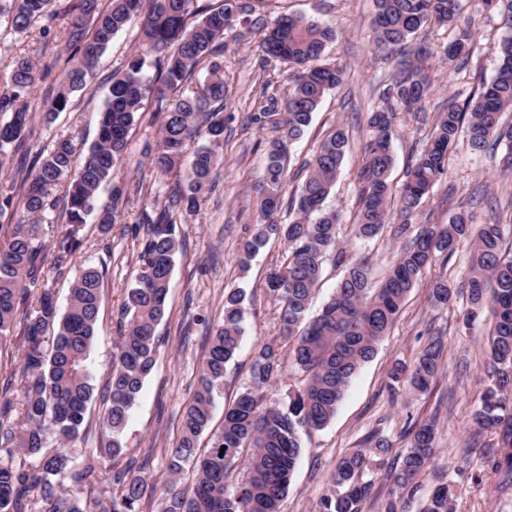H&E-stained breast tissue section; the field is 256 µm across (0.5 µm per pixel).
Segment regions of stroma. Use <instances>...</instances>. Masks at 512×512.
<instances>
[{
	"mask_svg": "<svg viewBox=\"0 0 512 512\" xmlns=\"http://www.w3.org/2000/svg\"><path fill=\"white\" fill-rule=\"evenodd\" d=\"M462 15L471 21L475 42L469 66L455 73L444 49L446 28L427 27L417 34V42L428 46L433 91L422 112H401L395 120L393 152L395 165L391 179L401 185L415 155L425 147L431 122L450 100H464L480 84L489 82L498 67L491 47L503 33L500 16L483 8L481 0H461ZM259 11L267 19L284 13H299L334 26L335 40L326 49L328 60L346 64L349 76L344 85L323 99L304 135L289 148L288 188L296 190L303 178L300 170L319 145L336 127L348 129L350 149L341 173L327 199L329 208L342 216L339 240L348 252L371 256L372 282L380 284L396 259L400 243L391 226H384L374 238H356L352 226L358 208V173L363 164V144L367 137V114L381 106L380 94L389 83L394 58L379 50L372 38L374 0H261ZM140 19H132L113 39L98 61L92 88L76 93L71 107L51 122L36 121L29 139L30 156L46 155L54 142L71 137L74 165H81L98 135L113 71L124 67L139 48ZM261 29L224 37V163L217 171L216 187L201 210L183 217L179 226L182 245L175 256L165 314L157 328L164 345L156 365L134 405L122 436L126 449L117 468L127 460L142 463L146 482L140 512H161L168 486L178 481L189 486L193 469L184 466L172 477L169 455L179 441V426L185 406L196 388L210 339L224 319V296L234 288L244 289L245 333L224 374V390L215 399L209 432L198 441L206 451L212 433L224 420V408L252 383L255 351L262 343H281V305L264 290L268 269L283 263L286 246L270 240L241 269L239 254L245 239L258 222L249 198L251 185L266 163L265 142L271 127L249 123L268 96L286 98L291 88L287 63L264 60L259 45ZM25 56L37 65L52 63L53 69L39 82L30 98L33 111H40L46 89L57 87L67 52L56 34L44 36L42 28L25 34L14 33L0 23V85H6L15 58ZM159 122L144 112L131 129L122 159L110 183L100 189V201H111L115 183L142 184L155 204H165L173 186L169 176H159L152 164ZM504 148L490 152L473 151L466 137H459L448 154V171L423 199L415 224H444L453 213L471 212L476 223L493 218L512 222V173L504 170ZM140 206L131 201L109 236H102L95 219L83 230L82 252L72 262L74 268L91 264L102 268L101 301L97 338L91 348L90 363L95 389H102L112 371L114 343L120 334L122 304L127 288L140 271L142 239L131 228L139 222ZM470 245L460 242L451 254H440L426 268L419 285L405 299L400 315L349 384L334 418L324 428L302 435V448L292 483L282 502V512H316L320 496L330 486V473L337 461L361 447L367 436L380 433L393 446L394 455L407 448L410 425L434 421L437 453L424 480L432 488L438 479L463 470L471 476L455 503L456 512H512V483L500 485V477L487 466L483 454L491 432L475 431L472 414L478 396L487 384L484 349L493 318L482 312L469 318L470 305L460 284L469 269ZM448 281L458 292L447 306L430 304L428 288L433 281ZM442 335L447 343L446 364L428 393L405 390L392 393L389 374L398 364L413 365L432 335ZM107 440L102 427V404L93 401L78 435L68 448L75 464H82L94 448Z\"/></svg>",
	"mask_w": 512,
	"mask_h": 512,
	"instance_id": "1",
	"label": "stroma"
}]
</instances>
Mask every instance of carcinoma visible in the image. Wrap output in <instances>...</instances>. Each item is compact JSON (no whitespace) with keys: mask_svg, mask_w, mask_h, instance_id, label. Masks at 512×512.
<instances>
[{"mask_svg":"<svg viewBox=\"0 0 512 512\" xmlns=\"http://www.w3.org/2000/svg\"><path fill=\"white\" fill-rule=\"evenodd\" d=\"M257 0H222L207 8L199 0H0V17L24 33L43 23L48 36L60 16L71 18L64 32L69 52L58 88L43 105L45 120L70 106L71 95L91 87L99 57L135 15L143 17L140 42L144 50L125 68L112 73L98 139L84 164L72 170V140L61 138L44 157L28 159L26 142L32 130L28 99L37 79L32 61L17 58L8 86L0 90V168L15 164V178L30 224H11L14 186L0 191V230L10 227L0 244V342L12 332L20 308L28 303L30 286L38 283L46 265L58 275L71 270L73 257L82 251L80 235L86 216L96 215L102 233L108 234L123 204L129 200L125 186L112 187V204H99V189L121 160L132 126L141 117L145 101L161 118L153 163L162 176L178 178L159 209L142 197L143 269L129 288L121 312V334L115 345L112 372L101 393L102 424L110 435L84 464L77 466L66 442L79 432L87 406L95 400L90 349L96 323L103 273L86 265L70 288L67 310L59 312L53 294L45 289L35 308L21 319L25 337L22 389L19 402L0 396V512H92L80 493L101 483L112 462L124 455L121 436L129 412L152 371L160 351L157 326L164 316L166 296L179 250L178 216L193 215L204 205L215 185L219 150L224 145V33L238 22L260 24L263 53L293 68L292 91L285 100L269 96L253 122L277 132L267 146L263 172L251 188L263 218L239 254V264L249 265L254 255L274 237L284 241L283 264L270 268L266 290L282 303L281 333L291 342L292 367L302 375L288 393V403L266 406L259 388L282 378L284 362L279 348L264 343L256 352L253 386L224 409L221 429L211 437L208 451L197 453L199 437L208 430L215 397L224 389L226 365L244 336L245 292L235 289L224 299V322L216 329L191 402L185 407L180 438L172 450L169 470L177 475L192 463L195 479L188 489L171 484L162 512H281L301 451L300 431L320 429L336 413L351 379L373 357L379 341L397 320L401 306L437 253L452 252L462 239L472 241L469 273L464 283L474 317L488 309L494 317L489 333L484 387L473 413L477 430L493 429L496 446L488 449L491 469L502 482L512 479V250L503 249L506 225L495 220L474 224L470 213L460 211L446 224L411 227L414 211L430 188L447 173L448 153L459 135L477 151L506 146L503 167L512 171V125L501 115L512 112V0H483L497 11L504 34L494 46L500 63L495 76L463 103L450 102L436 117L426 146L416 156L400 190L390 181L393 167L391 142L398 112H419L429 98L431 76L425 61L430 52L409 42L430 24L455 30L445 57L466 68L474 46L470 22L461 16V0H374V41L382 50H405L390 83L383 89L387 107L372 110L367 119L369 139L359 174V208L356 235L375 237L389 223L396 207L400 224L394 233L406 239L386 280L372 287V261L366 254L348 255L338 240L340 215L325 201L341 172L349 147V134L337 127L308 162L299 191L288 202L292 219H274L283 204L287 184L285 147L301 137L324 95L343 84L347 68L324 59L325 48L336 29L296 13L281 14L270 22L255 16ZM156 76L144 72L147 64ZM207 77L199 92L187 93L185 83L199 66ZM197 147L184 163L188 147ZM67 181L63 199L50 190ZM62 207L68 228L51 245L47 259L41 225L45 212ZM344 267V275L321 313L306 314L322 281L327 260ZM454 290L445 281L433 283L429 301L446 306ZM447 345L433 337L411 369L398 366L390 374L391 388L405 386L418 393L429 390L444 367ZM410 446L385 472L373 469L371 458L383 464L392 445L376 433L337 463L331 487L318 502L317 512H364L375 481L389 485L381 512H406L420 489L435 456V429L430 422L410 430ZM60 446L45 451L49 439ZM251 448L247 479L239 486L227 482L230 468L242 449ZM128 462L112 475L118 490L99 512H139L145 482ZM458 479H446L429 494L422 512H455L462 491ZM68 479L71 491L60 486ZM38 491L31 498L32 490Z\"/></svg>","mask_w":512,"mask_h":512,"instance_id":"obj_1","label":"carcinoma"}]
</instances>
